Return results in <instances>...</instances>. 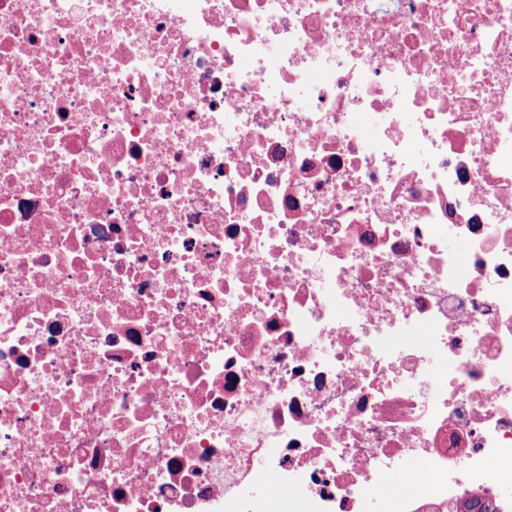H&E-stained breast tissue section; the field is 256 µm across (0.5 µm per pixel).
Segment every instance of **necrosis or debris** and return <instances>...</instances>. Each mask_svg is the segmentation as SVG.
Here are the masks:
<instances>
[{
  "label": "necrosis or debris",
  "instance_id": "obj_1",
  "mask_svg": "<svg viewBox=\"0 0 512 512\" xmlns=\"http://www.w3.org/2000/svg\"><path fill=\"white\" fill-rule=\"evenodd\" d=\"M494 455L512 0H0V512H512Z\"/></svg>",
  "mask_w": 512,
  "mask_h": 512
}]
</instances>
